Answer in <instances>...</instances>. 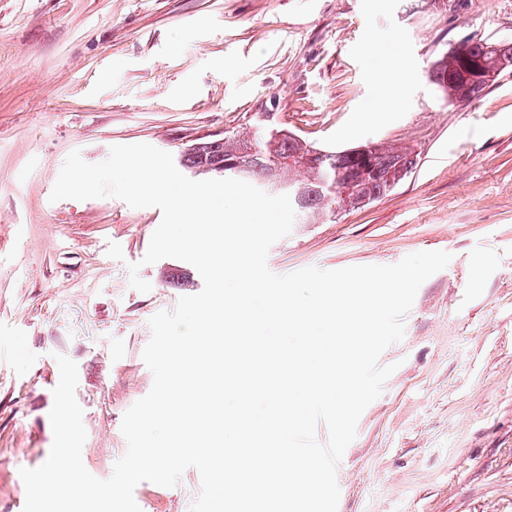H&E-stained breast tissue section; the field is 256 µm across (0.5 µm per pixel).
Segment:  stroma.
<instances>
[{
	"label": "stroma",
	"instance_id": "obj_1",
	"mask_svg": "<svg viewBox=\"0 0 512 512\" xmlns=\"http://www.w3.org/2000/svg\"><path fill=\"white\" fill-rule=\"evenodd\" d=\"M470 38L512 41V0H0V512L49 455L56 355L78 366L83 463L109 478L152 387L149 320L203 287L185 261L143 264L158 208L50 202L65 158L148 143L178 160L264 112L322 147L418 154L368 207L294 225L271 271L452 256L380 358L397 369L337 467L338 512H512V71L452 106L429 81ZM397 61L403 101L373 111ZM136 262L150 292L129 285ZM199 490L190 468L134 498L189 512Z\"/></svg>",
	"mask_w": 512,
	"mask_h": 512
}]
</instances>
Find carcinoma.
<instances>
[{
	"label": "carcinoma",
	"mask_w": 512,
	"mask_h": 512,
	"mask_svg": "<svg viewBox=\"0 0 512 512\" xmlns=\"http://www.w3.org/2000/svg\"><path fill=\"white\" fill-rule=\"evenodd\" d=\"M462 48V54L454 47L442 53L429 74L450 105L479 97L512 69V42L468 40ZM365 150L324 149L264 119L245 133L226 131L193 144L181 163L196 174L215 175L224 162L241 157L247 168L233 178L262 186L276 180L286 186L299 223L329 224L338 214L362 209L390 192L391 178L409 175L417 163L403 149L375 144Z\"/></svg>",
	"instance_id": "obj_1"
}]
</instances>
